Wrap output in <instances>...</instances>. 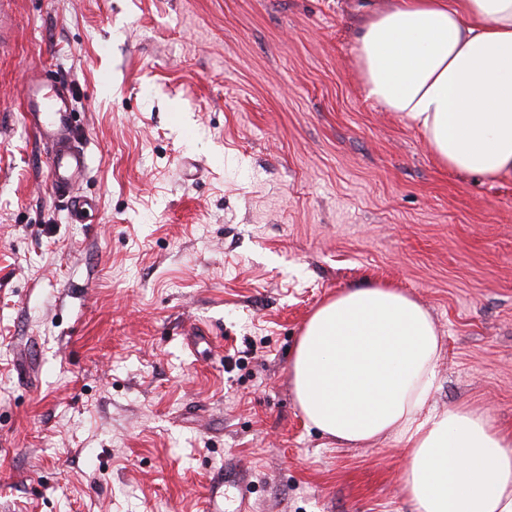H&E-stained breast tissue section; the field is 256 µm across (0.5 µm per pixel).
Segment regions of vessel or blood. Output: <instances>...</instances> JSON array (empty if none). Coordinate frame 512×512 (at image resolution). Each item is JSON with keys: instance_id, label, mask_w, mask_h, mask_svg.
Listing matches in <instances>:
<instances>
[{"instance_id": "obj_1", "label": "vessel or blood", "mask_w": 512, "mask_h": 512, "mask_svg": "<svg viewBox=\"0 0 512 512\" xmlns=\"http://www.w3.org/2000/svg\"><path fill=\"white\" fill-rule=\"evenodd\" d=\"M26 123L38 139L48 144L46 156L52 188L74 202H82L77 192L87 170L86 155L74 136L73 113L63 87H46L40 80L31 81L26 89ZM246 473L228 465L210 488L208 512H251Z\"/></svg>"}]
</instances>
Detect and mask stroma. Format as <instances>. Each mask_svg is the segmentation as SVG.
<instances>
[{
    "instance_id": "obj_1",
    "label": "stroma",
    "mask_w": 512,
    "mask_h": 512,
    "mask_svg": "<svg viewBox=\"0 0 512 512\" xmlns=\"http://www.w3.org/2000/svg\"><path fill=\"white\" fill-rule=\"evenodd\" d=\"M365 0H0V512H412L396 437L339 448L289 362L337 292L387 284L441 338L429 408L512 430V179L442 166L367 99ZM67 86L74 217L23 118ZM248 485V478L243 470L236 465L224 464V474L210 487L211 495L207 510L209 512H252ZM226 486L235 490L232 497L228 496Z\"/></svg>"
}]
</instances>
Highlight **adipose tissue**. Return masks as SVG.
<instances>
[{
    "instance_id": "ef3b65f1",
    "label": "adipose tissue",
    "mask_w": 512,
    "mask_h": 512,
    "mask_svg": "<svg viewBox=\"0 0 512 512\" xmlns=\"http://www.w3.org/2000/svg\"><path fill=\"white\" fill-rule=\"evenodd\" d=\"M355 50L367 99L418 128L442 165L512 178V0H395L371 11ZM441 349L399 289H345L297 342V404L339 445L397 437L413 512H512V432L464 404L425 408Z\"/></svg>"
}]
</instances>
